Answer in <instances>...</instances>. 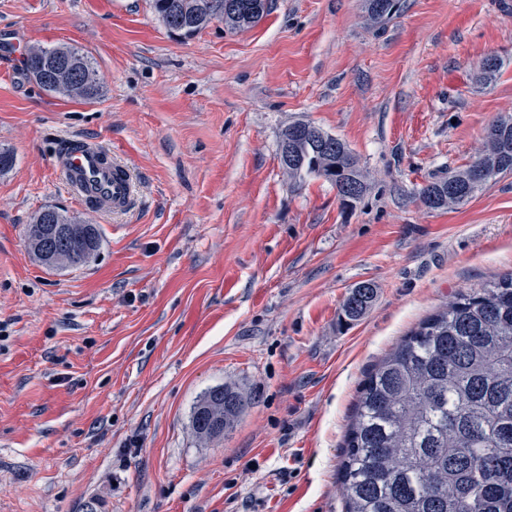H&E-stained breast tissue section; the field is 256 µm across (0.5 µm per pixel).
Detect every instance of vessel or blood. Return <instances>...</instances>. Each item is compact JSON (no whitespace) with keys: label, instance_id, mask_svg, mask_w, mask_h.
Instances as JSON below:
<instances>
[{"label":"vessel or blood","instance_id":"1","mask_svg":"<svg viewBox=\"0 0 512 512\" xmlns=\"http://www.w3.org/2000/svg\"><path fill=\"white\" fill-rule=\"evenodd\" d=\"M52 163L65 186L84 205L109 215L128 211L134 200L129 170L113 161L111 149L93 140L68 138Z\"/></svg>","mask_w":512,"mask_h":512}]
</instances>
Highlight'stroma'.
<instances>
[{
    "label": "stroma",
    "mask_w": 512,
    "mask_h": 512,
    "mask_svg": "<svg viewBox=\"0 0 512 512\" xmlns=\"http://www.w3.org/2000/svg\"><path fill=\"white\" fill-rule=\"evenodd\" d=\"M94 60L87 102L42 91L17 48ZM501 69L488 84L483 62ZM512 116V0H271L255 26L169 34L149 0H0V512H345L342 445L367 374L456 294L512 273V173L430 210L420 189ZM307 121L367 190L345 206L279 161ZM67 137L109 147L136 204L80 205L51 166ZM55 206L99 225L80 268L25 230ZM377 297L341 321L351 287ZM250 396L202 442L192 412ZM247 400L248 398L243 392L231 386L224 385L209 390L200 399L193 411L192 423L196 434L207 439L206 436L211 430L202 428L199 423L206 422L203 411L211 408L220 415L219 426L216 429L218 431L217 437L223 436L224 430L231 427Z\"/></svg>",
    "instance_id": "obj_1"
}]
</instances>
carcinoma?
<instances>
[{"mask_svg": "<svg viewBox=\"0 0 512 512\" xmlns=\"http://www.w3.org/2000/svg\"><path fill=\"white\" fill-rule=\"evenodd\" d=\"M151 0L168 29L194 37L214 20L244 29L269 11V0ZM369 19L381 21L399 0H366ZM27 73L43 91L93 101L103 94L94 61L69 45L30 47ZM318 127L296 122L282 130L279 148L288 150V175L313 176L336 187L343 204L353 206L365 193L362 169L347 145ZM512 172V117H499L486 129L481 151L465 168L427 184L419 197L431 210L468 202L497 176ZM37 222L63 228L42 236L47 254L71 251L83 258L99 251L95 224L75 225L58 208L37 213ZM376 288L355 285L344 315L360 319ZM247 396L231 387L209 390L193 411L196 434L209 431L203 411L219 415L224 435ZM345 512H512V275L459 293L403 337L361 385L340 463Z\"/></svg>", "mask_w": 512, "mask_h": 512, "instance_id": "carcinoma-1", "label": "carcinoma"}]
</instances>
